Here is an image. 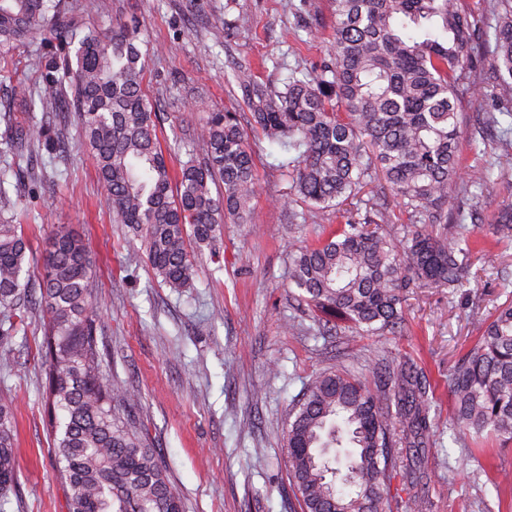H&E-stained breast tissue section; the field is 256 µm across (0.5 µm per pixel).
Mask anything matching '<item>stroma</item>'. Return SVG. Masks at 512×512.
Wrapping results in <instances>:
<instances>
[{
  "instance_id": "35a3bbf8",
  "label": "stroma",
  "mask_w": 512,
  "mask_h": 512,
  "mask_svg": "<svg viewBox=\"0 0 512 512\" xmlns=\"http://www.w3.org/2000/svg\"><path fill=\"white\" fill-rule=\"evenodd\" d=\"M77 26L102 31L140 26L151 46L143 88L161 113L158 137L172 177L189 158H201L195 139L214 108L238 109L235 63L257 80L281 86L291 71H309L327 57L336 26L334 0H73ZM475 24L461 74L464 168L494 163L503 178L481 195L462 196V209L492 218L512 203V152L473 148L483 113L512 102L497 88L492 55L491 0H463ZM58 48L42 31L0 60V165L12 158L18 83L34 87L41 62ZM35 111V119L45 117ZM68 150L33 152L40 174L13 194L9 223L19 225L35 256L49 248L57 228L78 233L94 255V286L106 342L103 373L133 385L140 396L132 417L160 452L185 512H298L288 480L284 431L309 379L341 366L372 383L376 356L411 358L431 384L434 437L419 449L424 482L391 485L392 512H407L410 497L425 496L432 512H512V442L456 441L451 426L452 370L475 342L477 326L495 306L512 300L495 269L457 290L410 288L407 328L381 336H340L311 330L309 311L288 286V251L315 243L351 219L345 210H321L288 200L291 153L254 132L258 190L249 224L221 225L215 251L196 258L191 287L176 292L157 279L139 241L113 223L93 156L78 144L76 113L48 115ZM42 314L33 311L0 350L14 357L0 366V392L14 398L17 487L0 498V512H68L56 477L53 436L43 412L44 368L37 353Z\"/></svg>"
}]
</instances>
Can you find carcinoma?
Segmentation results:
<instances>
[{
	"mask_svg": "<svg viewBox=\"0 0 512 512\" xmlns=\"http://www.w3.org/2000/svg\"><path fill=\"white\" fill-rule=\"evenodd\" d=\"M331 63L292 73L283 88L259 83L246 66L234 78L250 124L298 153L289 200L316 208L352 203L381 175L407 215L402 246L386 234L387 209L337 225L326 239L288 253L290 280L314 307L320 334H341L335 321L377 336L405 328L404 292L462 288L512 250V205L488 225L491 247L476 248L462 221L458 187L481 189L494 165L474 166L462 181L459 162L460 75L474 23L459 0H335ZM65 0H0V57L12 54L47 18L66 34L45 63L36 92L20 84L18 105L78 113L79 137L95 156L112 222L144 244L154 275L170 288L195 275L191 244L214 246L219 225L246 224L258 181L240 113L207 115L198 140L204 161H190L172 182L157 138L158 115L142 89L145 60L134 28L107 36L76 27ZM496 79L512 80V0H494ZM13 164L0 170V209L12 204L5 184L21 176L24 154L65 152L50 126L17 127ZM222 186L212 194L210 184ZM34 258L15 224H0V337L24 323L22 297L44 312L39 354L45 364L44 411L53 432L68 512H183L156 449L118 409L138 405L134 390L102 376L94 262L83 239L59 231ZM366 385L343 368L316 373L288 421V477L300 512H389L392 480H421L410 451L432 433L430 382L410 358L374 360ZM452 424L460 441L494 435L512 441V302L481 326L478 341L454 369ZM13 398L0 394V495L17 481Z\"/></svg>",
	"mask_w": 512,
	"mask_h": 512,
	"instance_id": "obj_1",
	"label": "carcinoma"
}]
</instances>
